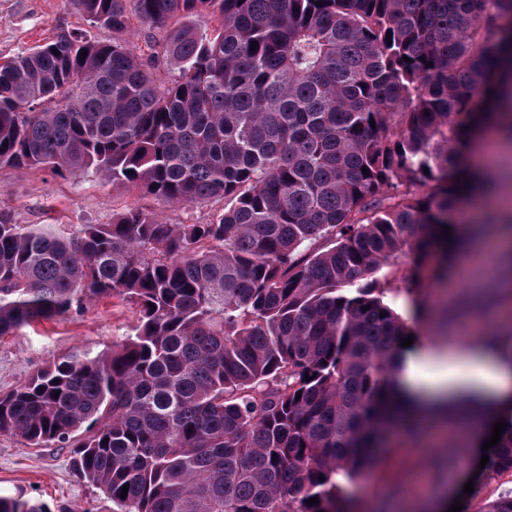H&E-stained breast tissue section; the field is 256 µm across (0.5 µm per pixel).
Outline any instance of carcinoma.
Here are the masks:
<instances>
[{"label":"carcinoma","mask_w":512,"mask_h":512,"mask_svg":"<svg viewBox=\"0 0 512 512\" xmlns=\"http://www.w3.org/2000/svg\"><path fill=\"white\" fill-rule=\"evenodd\" d=\"M67 2L93 26L166 30L162 50L60 25L0 61V167L224 210L170 224L131 207L76 233L1 211V338L115 296L137 322L1 393L0 434L73 448L113 512H360L345 486L373 467L414 335L395 303L418 318L424 282L448 275L461 150L512 66V0ZM201 13L211 36L169 26ZM504 472L512 419L483 469ZM0 512L47 507L0 494ZM480 512H512V489Z\"/></svg>","instance_id":"carcinoma-1"}]
</instances>
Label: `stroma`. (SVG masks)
Instances as JSON below:
<instances>
[{
	"label": "stroma",
	"mask_w": 512,
	"mask_h": 512,
	"mask_svg": "<svg viewBox=\"0 0 512 512\" xmlns=\"http://www.w3.org/2000/svg\"><path fill=\"white\" fill-rule=\"evenodd\" d=\"M61 24L84 31L95 41L125 44L138 55L149 54L151 45L162 40L161 32H143L136 23L124 32L89 25L68 8L66 0H0V58L44 43ZM131 207L175 224H203L222 211L224 202L213 199L186 209L172 208L125 183L102 181L82 172L62 176L44 167H0V209L17 224H44L72 233L85 224L111 223L113 216ZM484 279L482 264L472 258L430 288L415 344L428 352L456 348L460 330L469 323L470 291ZM136 320L135 306L107 297L89 302L84 311L0 338V393L67 354L106 349L131 334ZM387 444L388 451L377 458L371 475L348 487L355 498L371 496L378 512H386L394 500L417 496L418 474H426L431 488L444 489L469 479L457 446L429 443L415 448L395 438ZM72 456L68 448H34L20 437L0 435V493L23 495L46 504L49 512H112L105 492L74 473Z\"/></svg>",
	"instance_id": "35a3bbf8"
}]
</instances>
